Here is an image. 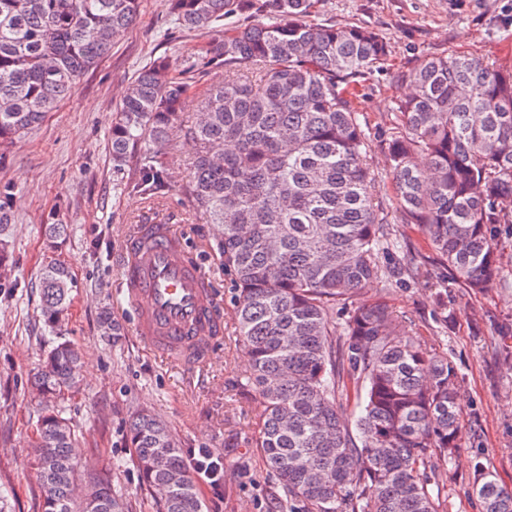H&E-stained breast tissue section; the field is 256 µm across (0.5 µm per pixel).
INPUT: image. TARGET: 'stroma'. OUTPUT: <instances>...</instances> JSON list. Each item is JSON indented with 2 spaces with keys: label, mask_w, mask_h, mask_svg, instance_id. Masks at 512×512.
I'll list each match as a JSON object with an SVG mask.
<instances>
[{
  "label": "stroma",
  "mask_w": 512,
  "mask_h": 512,
  "mask_svg": "<svg viewBox=\"0 0 512 512\" xmlns=\"http://www.w3.org/2000/svg\"><path fill=\"white\" fill-rule=\"evenodd\" d=\"M311 22L368 26L387 40L386 61L355 78L348 96L366 134L372 193L404 251L431 275L417 284L375 282L352 306L387 303L406 331L448 357L459 380L461 453L451 465L439 512H482L472 489L471 463L481 457L499 482L512 488V234L498 239L500 281L473 294L442 280L423 235L401 224L387 156L403 130L397 102L404 74L430 55L454 51L512 67V0H314ZM208 31L172 28L160 0H141L136 24L77 83L70 97L19 139L0 163V190L9 189L10 244L17 271L0 281V486L5 512H42L33 454L38 399L27 380L44 354L40 292L42 267L58 259L75 286L65 337L81 347L80 386L69 402L76 452L96 472L109 474L136 512H156L150 492L130 461L125 429L141 409L160 416L185 455L207 448L224 459L220 486L196 475L205 512H280L282 492L255 446L259 397L243 388L249 371L231 321L234 277L213 245L216 225L195 213L188 191L192 149L184 134L163 155L166 188L154 200L134 190L138 162L112 166V116L135 73L167 57L181 67L200 56ZM164 217L210 278L224 311V337L212 362L185 369L148 351L130 312L117 304L120 255L146 214ZM73 225L56 249L43 234L51 219ZM110 310L124 328L119 343L103 336L100 317Z\"/></svg>",
  "instance_id": "stroma-1"
}]
</instances>
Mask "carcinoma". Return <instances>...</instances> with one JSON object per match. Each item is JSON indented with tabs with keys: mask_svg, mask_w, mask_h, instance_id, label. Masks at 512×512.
Segmentation results:
<instances>
[{
	"mask_svg": "<svg viewBox=\"0 0 512 512\" xmlns=\"http://www.w3.org/2000/svg\"><path fill=\"white\" fill-rule=\"evenodd\" d=\"M180 30H209L207 63L224 83L198 98L190 197L220 228L217 251L234 275V323L259 396L255 447L281 484L288 512H439L458 452L459 381L448 357L409 335L384 303L333 309L368 283L390 280L381 255L412 281L415 259L389 250L393 229L376 204L357 112L339 84L382 63L388 42L368 26L308 22L313 0H161ZM140 0H0V161L13 142L71 94L136 22ZM267 21L239 24L235 18ZM231 26L224 27V21ZM196 64L159 57L129 83L112 120L117 170L148 141L168 145ZM404 133L388 143L396 210L439 267L469 292L499 278V204L512 197V70L465 54L436 55L405 75ZM137 188L156 198L164 168L140 154ZM0 200V273L10 270ZM47 351L29 377L40 397L36 479L43 512H131L108 478L76 500L79 462L67 401L81 355L62 338L73 280L42 269ZM356 401L354 423L343 402ZM131 462L160 512H204L183 449L162 419L134 414ZM483 512H512V489L481 462Z\"/></svg>",
	"mask_w": 512,
	"mask_h": 512,
	"instance_id": "carcinoma-1",
	"label": "carcinoma"
}]
</instances>
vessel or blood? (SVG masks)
Masks as SVG:
<instances>
[{
    "instance_id": "b4317fda",
    "label": "vessel or blood",
    "mask_w": 512,
    "mask_h": 512,
    "mask_svg": "<svg viewBox=\"0 0 512 512\" xmlns=\"http://www.w3.org/2000/svg\"><path fill=\"white\" fill-rule=\"evenodd\" d=\"M122 301L135 310L137 335L159 355L192 367L224 334L209 278L169 223L135 225L122 263Z\"/></svg>"
}]
</instances>
